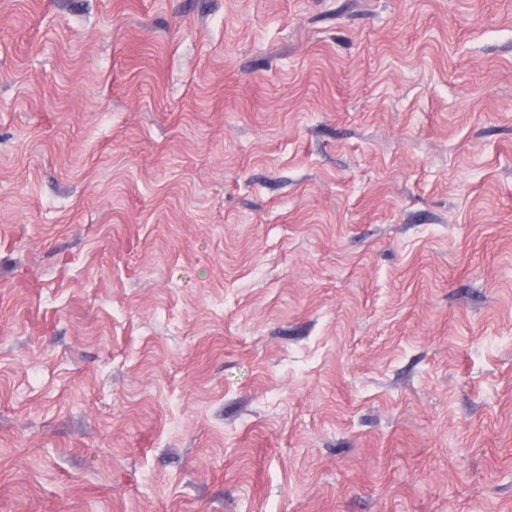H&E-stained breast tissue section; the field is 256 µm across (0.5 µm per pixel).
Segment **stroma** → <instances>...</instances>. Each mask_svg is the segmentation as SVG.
<instances>
[{"label": "stroma", "instance_id": "1", "mask_svg": "<svg viewBox=\"0 0 512 512\" xmlns=\"http://www.w3.org/2000/svg\"><path fill=\"white\" fill-rule=\"evenodd\" d=\"M0 512H512V0H0Z\"/></svg>", "mask_w": 512, "mask_h": 512}]
</instances>
